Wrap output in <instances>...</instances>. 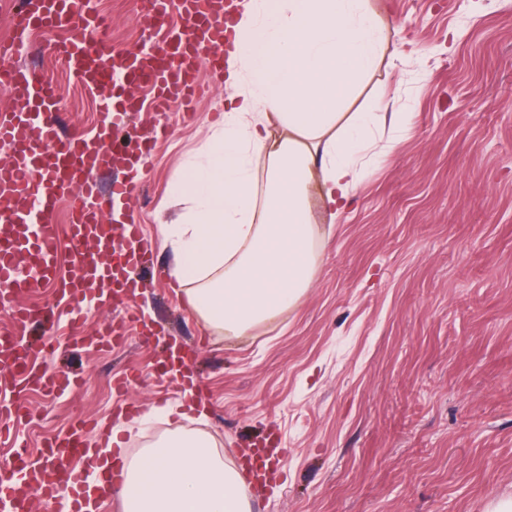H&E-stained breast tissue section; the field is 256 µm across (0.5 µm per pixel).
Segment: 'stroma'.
<instances>
[{"instance_id": "35a3bbf8", "label": "stroma", "mask_w": 512, "mask_h": 512, "mask_svg": "<svg viewBox=\"0 0 512 512\" xmlns=\"http://www.w3.org/2000/svg\"><path fill=\"white\" fill-rule=\"evenodd\" d=\"M107 49L136 50L153 22L132 0H96ZM388 47L345 104L379 113L394 141L364 172L352 204L312 206L318 272L299 304L242 336L190 309L159 232L185 205L171 187L224 121L234 88L202 68L192 112L142 110L167 139L124 205L155 256L137 302L145 321L195 356L201 417L185 389L154 373V339L80 346L58 325L53 366L85 373L63 397L28 393L17 432L43 442L73 422L122 427L130 455L175 432L209 439L242 468V439L284 454L253 512H490L512 498V0H384ZM76 130L97 123L93 95L49 41L29 58ZM139 385L116 396L129 368Z\"/></svg>"}]
</instances>
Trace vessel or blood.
Here are the masks:
<instances>
[{
    "label": "vessel or blood",
    "instance_id": "obj_1",
    "mask_svg": "<svg viewBox=\"0 0 512 512\" xmlns=\"http://www.w3.org/2000/svg\"><path fill=\"white\" fill-rule=\"evenodd\" d=\"M236 0H137L138 13L153 16L158 30L146 48L133 53L107 54L96 42L101 26L89 0H0V19L8 36L0 40V54L16 60L0 70L16 105L0 114V143L13 157L0 164V305L9 310V327L0 328V441L9 443L18 464L0 467V512H30L33 499L52 504L73 501L70 512H81L80 492L85 474L65 467L67 459L91 453L86 437L89 422L74 423L65 433L47 440L43 456L60 459L56 469L37 467L27 445L13 434L20 421L23 399L30 390L62 396L78 389L79 373L36 366L21 330L44 327L39 347L52 354L61 346L54 333L59 316L71 329H80L91 303L108 302L135 316L141 286L140 270L153 257L140 243L138 225L105 220L114 201L127 194L126 176L148 155L162 128L152 130L133 120L140 99L129 87L148 88L155 111L190 110L204 93L200 66L211 50L231 44ZM57 28L69 31L60 53L67 68L99 99L98 121L92 131L64 132L53 109V84L30 66L20 63L33 31ZM72 198L68 226L55 218L58 203ZM72 246L69 270L59 276L56 248L60 233ZM53 289L52 308L24 306L20 296ZM123 339L122 330L104 326L83 336L81 343L109 348ZM248 476L257 479L274 454L262 440L244 449Z\"/></svg>",
    "mask_w": 512,
    "mask_h": 512
}]
</instances>
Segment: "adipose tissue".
Wrapping results in <instances>:
<instances>
[{
  "label": "adipose tissue",
  "mask_w": 512,
  "mask_h": 512,
  "mask_svg": "<svg viewBox=\"0 0 512 512\" xmlns=\"http://www.w3.org/2000/svg\"><path fill=\"white\" fill-rule=\"evenodd\" d=\"M385 29L381 0H243L224 74L240 101L175 182L187 210L165 230L189 306L224 332L293 308L312 284L311 199L340 214L374 155L378 113L341 106L384 56ZM127 469L124 512H251L239 475L204 439L168 437Z\"/></svg>",
  "instance_id": "ef3b65f1"
}]
</instances>
